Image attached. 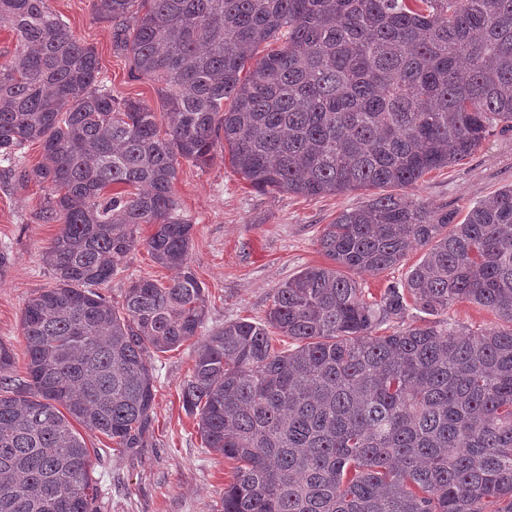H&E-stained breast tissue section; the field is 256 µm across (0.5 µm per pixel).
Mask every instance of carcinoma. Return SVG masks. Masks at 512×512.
<instances>
[{"instance_id":"carcinoma-1","label":"carcinoma","mask_w":512,"mask_h":512,"mask_svg":"<svg viewBox=\"0 0 512 512\" xmlns=\"http://www.w3.org/2000/svg\"><path fill=\"white\" fill-rule=\"evenodd\" d=\"M93 12L130 76L157 84L160 111L112 94L48 0H0L16 40L0 62V158L43 150L0 178L43 186L39 219L60 225L43 253L54 286L22 313L27 378L9 375L0 342V512H93L98 450L74 424L139 447L154 354L199 335L181 162L210 165L222 138L254 191L318 197L411 186L512 128V0H94ZM140 243L180 275L133 280L116 306L100 288ZM318 244L332 265L282 283L264 322L224 323L182 385L204 447L237 463L217 512H512V186L459 224L372 194ZM418 248L406 283L378 298L341 273L379 274ZM460 302L498 324L460 326L448 317ZM412 305L437 320L373 335Z\"/></svg>"}]
</instances>
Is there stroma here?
Here are the masks:
<instances>
[{
	"label": "stroma",
	"mask_w": 512,
	"mask_h": 512,
	"mask_svg": "<svg viewBox=\"0 0 512 512\" xmlns=\"http://www.w3.org/2000/svg\"><path fill=\"white\" fill-rule=\"evenodd\" d=\"M48 5L78 42L94 48L101 78L115 94L158 107L155 84L130 79L126 56L112 45L110 25L93 17L92 0H48ZM505 186H512V129L499 127L471 157L425 175L405 193L461 218ZM174 193L193 224L190 265L208 296L204 337L228 321H263L276 288L305 267L327 265L318 245L322 228L368 196L364 190L318 198L285 191L260 194L221 149L209 166L182 163ZM44 196L41 185L21 189L0 180V251L9 257L0 269V342L16 354L12 375L17 379L25 375L22 311L29 298L54 284L42 255L58 227L39 219ZM172 276L140 245L105 293L118 302L132 280L165 284ZM197 346L193 339L155 355L154 407L140 447L117 449L105 436L85 434L87 446L100 451L93 471L98 486L94 512H213L231 465L205 450L196 421L182 404L181 387Z\"/></svg>",
	"instance_id": "obj_1"
}]
</instances>
